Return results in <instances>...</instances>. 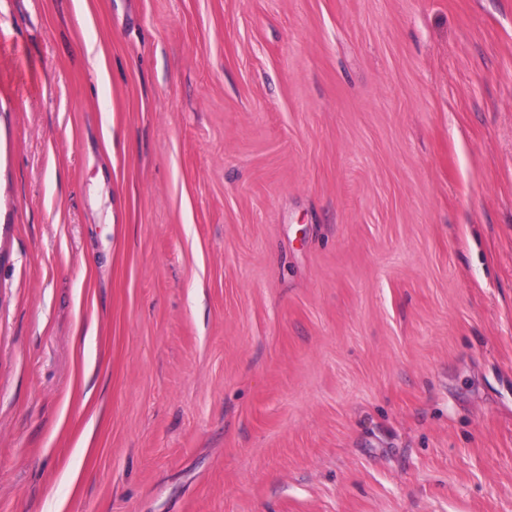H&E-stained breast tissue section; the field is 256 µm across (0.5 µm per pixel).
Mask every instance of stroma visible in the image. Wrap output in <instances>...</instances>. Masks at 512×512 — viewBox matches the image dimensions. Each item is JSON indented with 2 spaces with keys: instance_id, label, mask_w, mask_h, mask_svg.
<instances>
[{
  "instance_id": "1",
  "label": "stroma",
  "mask_w": 512,
  "mask_h": 512,
  "mask_svg": "<svg viewBox=\"0 0 512 512\" xmlns=\"http://www.w3.org/2000/svg\"><path fill=\"white\" fill-rule=\"evenodd\" d=\"M0 512H512V0H0Z\"/></svg>"
}]
</instances>
